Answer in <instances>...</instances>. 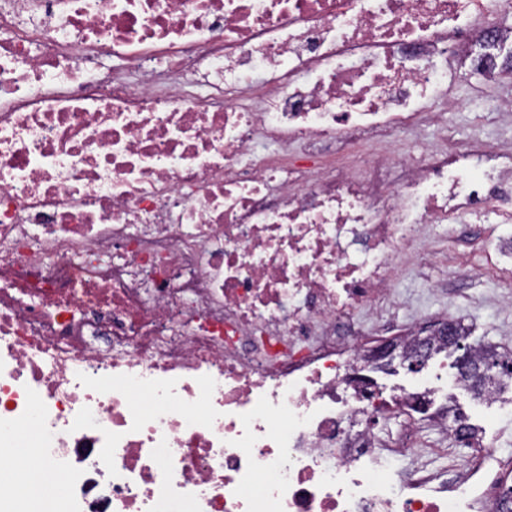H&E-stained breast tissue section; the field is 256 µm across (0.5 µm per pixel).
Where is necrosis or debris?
Instances as JSON below:
<instances>
[{"label":"necrosis or debris","instance_id":"obj_1","mask_svg":"<svg viewBox=\"0 0 512 512\" xmlns=\"http://www.w3.org/2000/svg\"><path fill=\"white\" fill-rule=\"evenodd\" d=\"M512 0H0V503L62 512H512V457L372 431L404 393L354 315L430 224L512 207L480 146L305 168L437 123ZM120 60L102 69L100 58ZM31 475V483L29 485V496L37 503L39 507L47 506L52 503V498L56 495L64 483L61 475L49 476L43 478V470L41 460L37 452L27 454L20 460Z\"/></svg>","mask_w":512,"mask_h":512}]
</instances>
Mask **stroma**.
<instances>
[{
  "label": "stroma",
  "mask_w": 512,
  "mask_h": 512,
  "mask_svg": "<svg viewBox=\"0 0 512 512\" xmlns=\"http://www.w3.org/2000/svg\"><path fill=\"white\" fill-rule=\"evenodd\" d=\"M448 91L457 102L449 108L439 102L442 120L438 125L420 126L400 135L402 146L411 154L435 146L463 148L472 143L488 147H512V121H502L495 113L497 102L512 100V73L502 72L495 84H487L483 75L470 67L448 74ZM464 233H456L454 225L432 224L427 228L428 251L411 250L398 261L394 303L383 306L375 320L366 321V338H379L382 326L390 323L423 326L435 320L462 319L471 327L473 342H484L512 350V302L503 297L505 274L484 264L473 249L487 238L512 241V223H477L466 221ZM471 266L469 277L455 275L459 266ZM454 402L469 424L486 428L498 435L500 453L512 456V391L501 402L490 404L472 392L452 388L447 399H434L431 410L439 413L447 402ZM412 424L415 435L409 443L412 451L434 449L432 466L443 468L448 457L461 448L447 440L437 421L408 418L399 408H392L375 430L378 439L403 432Z\"/></svg>",
  "instance_id": "obj_1"
}]
</instances>
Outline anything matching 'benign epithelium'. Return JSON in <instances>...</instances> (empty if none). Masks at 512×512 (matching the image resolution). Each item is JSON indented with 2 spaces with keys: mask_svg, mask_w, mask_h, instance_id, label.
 Segmentation results:
<instances>
[{
  "mask_svg": "<svg viewBox=\"0 0 512 512\" xmlns=\"http://www.w3.org/2000/svg\"><path fill=\"white\" fill-rule=\"evenodd\" d=\"M440 340L448 349V354L455 356L451 367L455 374L466 380L467 388H477L494 369V361L472 366L466 361V354L471 349L467 338L455 335L453 324L440 322L430 330L429 334L419 337L414 355L405 350L404 342L399 338L381 341L364 350V361L375 370L386 374L397 372L401 367L410 373L422 371L435 353L434 342Z\"/></svg>",
  "mask_w": 512,
  "mask_h": 512,
  "instance_id": "benign-epithelium-1",
  "label": "benign epithelium"
}]
</instances>
